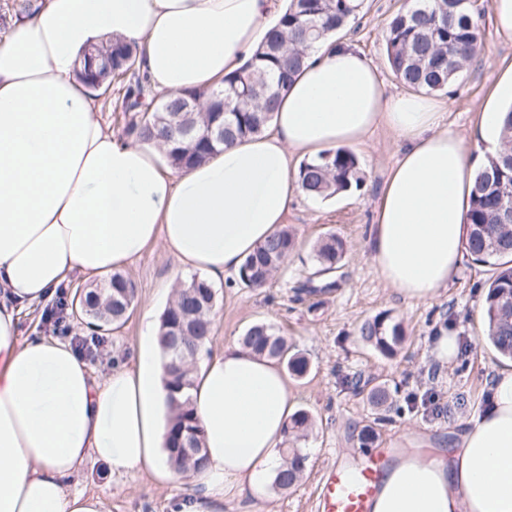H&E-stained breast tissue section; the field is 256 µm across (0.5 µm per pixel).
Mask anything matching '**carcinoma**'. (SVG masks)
I'll list each match as a JSON object with an SVG mask.
<instances>
[{
  "label": "carcinoma",
  "instance_id": "cac0c4a2",
  "mask_svg": "<svg viewBox=\"0 0 512 512\" xmlns=\"http://www.w3.org/2000/svg\"><path fill=\"white\" fill-rule=\"evenodd\" d=\"M362 0H292L270 36L258 47L251 63L224 78L208 91H181L157 98L147 93L137 49L128 44L101 47L112 56V70H98L78 79L88 90L105 96L113 86L123 91L114 111L130 119L129 131L139 141H158L168 146L170 166L182 170L216 153L237 138L261 133L271 121L281 93L308 62L312 49L332 33H339L358 19ZM484 11L475 0H407L405 9L390 20L384 36V51L395 78L417 92L448 90L482 50L481 19ZM194 100L192 108L180 111L181 101ZM502 149L488 156L474 175L466 253L475 262L493 269L483 295L482 317L486 341L503 358L512 359V237L500 226L503 208L512 209V109L502 129ZM297 178L303 192L313 198H331L361 187L358 161L346 148L328 150L312 161H303ZM294 234L285 227L256 246L239 268L240 281L259 288L288 260ZM344 254L343 241L333 234L315 248V264L307 278L321 283L335 278ZM136 284L115 272L109 285L85 290L88 325L103 330L122 325L131 309ZM216 291L205 279L194 277L175 287L160 319L161 344L170 354L171 340L178 342L181 368L169 371L173 413L167 451L175 471L197 470L204 452L188 457L183 442L203 447V429L185 392L193 385V367L200 345L213 330ZM361 338L384 356H391L403 341L400 325L381 314L364 323ZM244 347L279 361L287 371L302 377L308 361L288 339L263 321L253 323L242 337ZM371 405L392 410L394 402L384 384L356 382ZM311 427L308 412L299 410L285 436L300 438ZM285 459L274 488L288 490L299 481L307 461L300 448H285Z\"/></svg>",
  "mask_w": 512,
  "mask_h": 512
}]
</instances>
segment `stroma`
<instances>
[{
  "label": "stroma",
  "mask_w": 512,
  "mask_h": 512,
  "mask_svg": "<svg viewBox=\"0 0 512 512\" xmlns=\"http://www.w3.org/2000/svg\"><path fill=\"white\" fill-rule=\"evenodd\" d=\"M404 0H363L354 30L347 33L363 55L377 68L387 92L402 86L388 68L384 35L387 24ZM483 49L463 75L438 98L448 108L454 132L470 138L473 122L503 68L512 64V38L498 33L492 16L482 21ZM360 189L325 200L298 198L286 223L295 237L294 249L281 271L261 288L242 284L237 273L213 280L216 317L211 351L240 343L246 328L264 321L293 342L309 363L303 377H290L298 409L307 411L312 426L295 447L308 460L300 482L287 491L271 490L267 500L226 505L224 512H316L317 485L327 466L361 461L364 449L396 452L407 438L421 447L450 446L458 422L485 407L490 378L502 365L497 352L486 344L481 319L483 286L492 275L486 265L463 258L460 270L447 288L432 299H403L386 284L373 265L368 236L385 177L397 158L394 135L384 127L374 130L356 146ZM345 244L338 288L317 295L300 293L314 264L313 247L327 234ZM137 291L128 319L119 328L91 334L85 320L73 317L70 306L56 307L54 317L41 309L21 311L23 335L65 332L84 343V354L95 374L107 372L113 361L128 360L141 334L146 304L163 313L170 302L161 288L168 280L186 282L192 274L181 271L162 245L150 247L124 270ZM400 324L405 337L396 355L387 357L362 341L361 325L379 314ZM455 334L457 357L440 365L429 354L439 328ZM377 378L395 395V408L385 422L378 409L358 394L355 383ZM375 438L361 442L367 425ZM73 490L100 497L106 512H169L175 493L172 485L149 476H117L101 462L87 463L72 483Z\"/></svg>",
  "instance_id": "35a3bbf8"
}]
</instances>
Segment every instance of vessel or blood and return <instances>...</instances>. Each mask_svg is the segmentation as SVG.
<instances>
[{
    "instance_id": "vessel-or-blood-1",
    "label": "vessel or blood",
    "mask_w": 512,
    "mask_h": 512,
    "mask_svg": "<svg viewBox=\"0 0 512 512\" xmlns=\"http://www.w3.org/2000/svg\"><path fill=\"white\" fill-rule=\"evenodd\" d=\"M384 474L380 457L359 468L328 467L319 486L318 512H370Z\"/></svg>"
}]
</instances>
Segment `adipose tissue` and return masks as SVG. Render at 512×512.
Returning <instances> with one entry per match:
<instances>
[{
	"instance_id": "1",
	"label": "adipose tissue",
	"mask_w": 512,
	"mask_h": 512,
	"mask_svg": "<svg viewBox=\"0 0 512 512\" xmlns=\"http://www.w3.org/2000/svg\"><path fill=\"white\" fill-rule=\"evenodd\" d=\"M288 0H43L0 38V512H103L71 490L88 461L173 485L170 512H223L264 500L295 411L275 360L228 345L200 352L190 403L206 463L176 473L165 449L169 391L160 325L145 309L132 361L95 375L70 341L22 335V309L49 303L80 276L110 278L163 244L181 269L238 270L278 232L301 192L293 154L315 158L391 130L399 157L381 189L369 255L404 298L426 301L458 272L474 179L472 150L498 152L512 107L507 66L471 141L447 109L387 93L353 44L329 37L283 92L268 128L173 170L152 142L114 134L78 81L88 46L131 43L153 91L208 90L253 57ZM457 447L404 450L371 512H512V367Z\"/></svg>"
}]
</instances>
